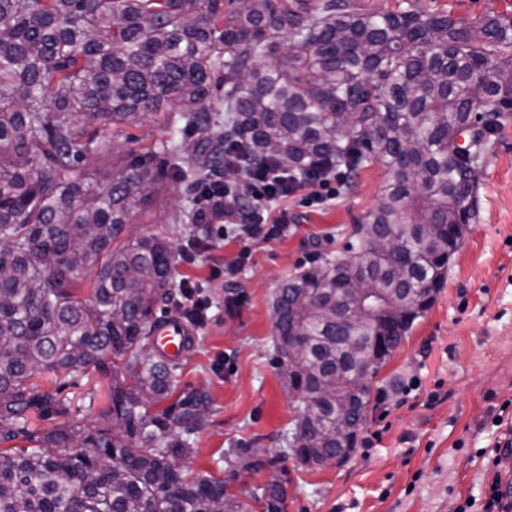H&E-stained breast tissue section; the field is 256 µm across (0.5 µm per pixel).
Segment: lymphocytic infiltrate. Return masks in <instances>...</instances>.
Segmentation results:
<instances>
[{"label": "lymphocytic infiltrate", "mask_w": 512, "mask_h": 512, "mask_svg": "<svg viewBox=\"0 0 512 512\" xmlns=\"http://www.w3.org/2000/svg\"><path fill=\"white\" fill-rule=\"evenodd\" d=\"M224 166L235 169L238 180L225 183L212 176L201 179L194 193L192 222L200 227L194 244L202 253L220 248L225 229H232L240 250L217 270L227 279L234 278L249 259L251 242L277 240L287 234L289 197L301 192L308 205L324 206L336 200L338 187L344 182L334 165L322 162L306 176L270 161L252 163L245 137L236 138L233 150L224 156Z\"/></svg>", "instance_id": "f902f5d3"}]
</instances>
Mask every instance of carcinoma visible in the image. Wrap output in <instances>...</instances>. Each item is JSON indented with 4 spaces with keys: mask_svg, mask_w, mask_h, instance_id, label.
<instances>
[{
    "mask_svg": "<svg viewBox=\"0 0 512 512\" xmlns=\"http://www.w3.org/2000/svg\"><path fill=\"white\" fill-rule=\"evenodd\" d=\"M281 38L286 53L263 60ZM221 89L216 136L208 101ZM165 104L183 122L163 145L176 181L190 163L200 178L224 166L242 132L254 159L300 174L319 159L383 166L378 203L353 227L354 262L312 263L272 303L274 350L308 409L291 455L347 461L370 398L360 369L389 359L432 306L478 218L479 174L512 107V20L353 0H243L228 14L224 0H0V444L32 443L0 447V512H245L226 481L184 469L212 402L177 390L181 363L156 349L173 246L155 232L120 241L160 178L143 163L107 176L87 165L91 126L131 139ZM367 231L414 261L370 251ZM359 277L375 299L363 317L343 287ZM108 360L103 429L34 382ZM31 410L60 422L32 431ZM252 499L284 512L286 490L273 480Z\"/></svg>",
    "mask_w": 512,
    "mask_h": 512,
    "instance_id": "cac0c4a2",
    "label": "carcinoma"
}]
</instances>
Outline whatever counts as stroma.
Wrapping results in <instances>:
<instances>
[{"label":"stroma","mask_w":512,"mask_h":512,"mask_svg":"<svg viewBox=\"0 0 512 512\" xmlns=\"http://www.w3.org/2000/svg\"><path fill=\"white\" fill-rule=\"evenodd\" d=\"M413 3L464 21L512 20V0ZM176 121V113L164 111L136 129V141L112 140L103 129L97 139L114 146V156L98 160L106 168L129 166L154 150L149 166L166 178V188L125 234L169 237L175 279L203 283L215 303L177 377L179 388H205L212 400L190 471L220 478L225 456L264 448L271 465L229 486L249 512H263L250 501V489L278 478L286 481V512H457L467 502L471 512H481L497 474L491 464L496 444L512 428V109L493 136L495 148L479 178V218L449 261L445 288L373 377L353 456L316 467L301 466L287 451L300 409L274 351L273 295L289 274L344 254L354 224L377 203L384 169L376 161L364 164L325 207L290 200L286 236L252 244L237 276L244 303L231 307L223 280L210 277L207 256L194 252L187 222L193 190L168 180L167 156L158 149ZM111 387V374L91 369L62 393L73 416L103 426Z\"/></svg>","instance_id":"obj_1"}]
</instances>
